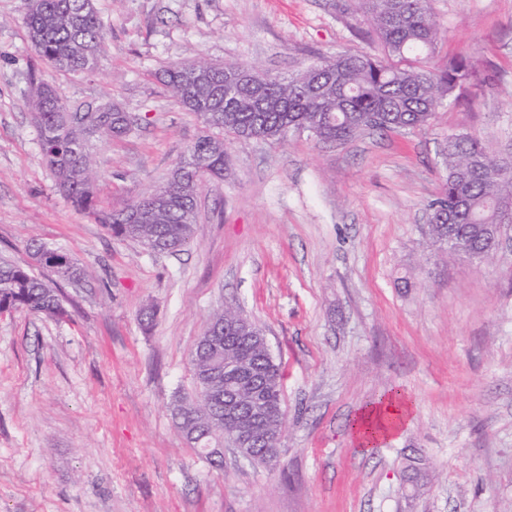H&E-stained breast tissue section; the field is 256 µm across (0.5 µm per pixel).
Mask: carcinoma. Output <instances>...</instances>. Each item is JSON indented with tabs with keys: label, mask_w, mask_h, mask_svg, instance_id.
Listing matches in <instances>:
<instances>
[{
	"label": "carcinoma",
	"mask_w": 512,
	"mask_h": 512,
	"mask_svg": "<svg viewBox=\"0 0 512 512\" xmlns=\"http://www.w3.org/2000/svg\"><path fill=\"white\" fill-rule=\"evenodd\" d=\"M370 30L381 42L385 58L358 51L318 64L323 69L316 91L304 81L312 68L295 77L250 68V81L237 89L235 106L224 102V85L237 62L173 63L164 71V83L188 112L195 113L204 131L176 163L181 181L165 183L152 193L132 200L120 211H105L98 203L90 144L110 140L131 130L127 112L110 103L96 111L71 109L46 83L33 84V122L42 154L57 178L59 190L73 204L112 234L136 242L152 252L172 253L190 242L198 222L202 184L224 178L228 160L221 135L235 139L248 133L261 140H279L288 130L302 129L321 142H345L366 131L400 132L430 123L444 100H456L466 88L481 89L489 79L474 81L475 69L467 56L438 66L432 57L439 27L429 0H361ZM24 23L36 53L60 70L91 71L104 39V25L94 0H25ZM446 179L442 194L429 204V232L438 242L452 231L463 245L489 261L484 225L512 224L505 209L512 201V158L488 152L468 134L448 137L444 152ZM45 246L30 245L35 263L64 280H79L85 272L74 260L63 268L42 262ZM25 307L62 320L68 312L52 281L30 269L0 260V309ZM243 315L225 308L213 314L208 328H217L224 347L217 355L221 366L256 365L265 381V402L284 411L283 372L255 342L240 337ZM212 357L199 339L191 354L196 383L207 379ZM219 396L172 402V415L185 438L209 463L221 466L222 456L210 447L224 441V378L210 380ZM405 398L392 393L390 401L367 424L372 442L402 417Z\"/></svg>",
	"instance_id": "carcinoma-1"
}]
</instances>
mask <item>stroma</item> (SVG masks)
<instances>
[{"label": "stroma", "mask_w": 512, "mask_h": 512, "mask_svg": "<svg viewBox=\"0 0 512 512\" xmlns=\"http://www.w3.org/2000/svg\"><path fill=\"white\" fill-rule=\"evenodd\" d=\"M360 0H96L90 72L36 55L23 0H0V256L37 241L86 271L56 280L70 313H0V512H512V227L493 260H448L428 205L450 135L512 151V0H430L434 61L494 77L422 128L342 144L291 131L232 141L204 184L191 242L157 254L110 235L56 189L31 121V79L70 107L111 102L131 131L94 151L99 205L164 183L201 134L160 79L170 63L236 61L288 76L382 57ZM266 331L286 421L270 468L224 448L216 469L175 423L213 313ZM155 314L143 327V310ZM399 387L407 416L372 446L351 423Z\"/></svg>", "instance_id": "35a3bbf8"}]
</instances>
